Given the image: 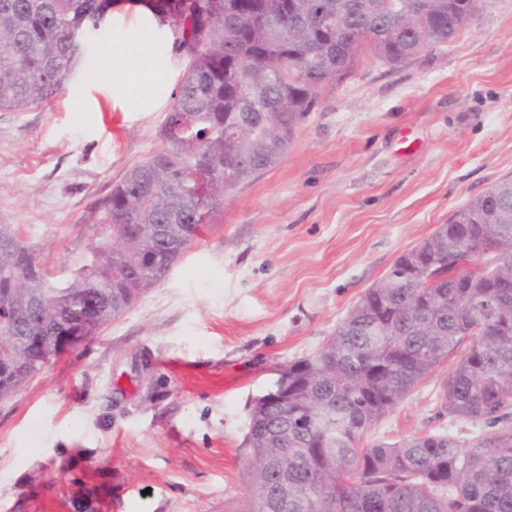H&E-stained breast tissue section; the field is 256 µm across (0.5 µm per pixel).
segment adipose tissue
Returning a JSON list of instances; mask_svg holds the SVG:
<instances>
[{"label":"adipose tissue","mask_w":512,"mask_h":512,"mask_svg":"<svg viewBox=\"0 0 512 512\" xmlns=\"http://www.w3.org/2000/svg\"><path fill=\"white\" fill-rule=\"evenodd\" d=\"M171 37L169 25L159 23L149 9L118 0L112 12V39L101 48L104 65L97 75L100 86H111L113 105L147 112L168 92L173 62L160 45Z\"/></svg>","instance_id":"adipose-tissue-1"}]
</instances>
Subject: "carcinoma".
Masks as SVG:
<instances>
[{
    "mask_svg": "<svg viewBox=\"0 0 512 512\" xmlns=\"http://www.w3.org/2000/svg\"><path fill=\"white\" fill-rule=\"evenodd\" d=\"M116 0H0V110L52 101L86 56L83 37ZM172 23L186 67L159 131L164 147L130 168L90 213L108 250L91 249L47 309L15 321L0 309V350L40 336L49 359L76 344L73 310L104 315L91 338L166 278L238 187L278 164L319 90L367 48L390 65L452 40L476 0H146ZM421 15L418 30L410 20ZM356 31L349 39L345 32ZM282 67L271 72L267 61ZM244 127L236 136L231 128ZM438 265L422 277L401 255L314 352L284 365L280 399L261 396L245 444L248 493L230 512H512V177L454 211ZM36 249L0 251V290L35 277ZM438 414L482 426L467 446L441 431L401 442L366 435L448 357Z\"/></svg>",
    "mask_w": 512,
    "mask_h": 512,
    "instance_id": "obj_1",
    "label": "carcinoma"
}]
</instances>
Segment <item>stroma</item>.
Listing matches in <instances>:
<instances>
[{"label":"stroma","instance_id":"obj_1","mask_svg":"<svg viewBox=\"0 0 512 512\" xmlns=\"http://www.w3.org/2000/svg\"><path fill=\"white\" fill-rule=\"evenodd\" d=\"M70 94L0 111V224L63 279L106 229L92 204L163 146L169 108ZM512 175V0H477L448 43L392 66L360 52L283 160L225 198L170 274L0 401V512H229L247 493L253 401L317 349L396 259ZM445 362L368 434L481 425L438 416Z\"/></svg>","mask_w":512,"mask_h":512}]
</instances>
